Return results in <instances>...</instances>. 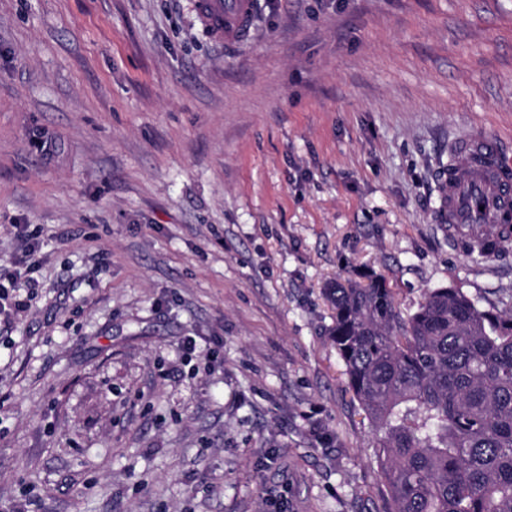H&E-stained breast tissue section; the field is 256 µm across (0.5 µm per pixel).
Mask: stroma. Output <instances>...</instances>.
Segmentation results:
<instances>
[{
	"label": "stroma",
	"mask_w": 512,
	"mask_h": 512,
	"mask_svg": "<svg viewBox=\"0 0 512 512\" xmlns=\"http://www.w3.org/2000/svg\"><path fill=\"white\" fill-rule=\"evenodd\" d=\"M459 131L512 154V0H258L236 47L188 0H0V266L44 242L0 512H389L324 289L512 312V253L435 221Z\"/></svg>",
	"instance_id": "obj_1"
}]
</instances>
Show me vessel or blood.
<instances>
[{"mask_svg": "<svg viewBox=\"0 0 512 512\" xmlns=\"http://www.w3.org/2000/svg\"><path fill=\"white\" fill-rule=\"evenodd\" d=\"M202 33L229 47L249 40L255 0H192ZM437 223L469 245L483 243L484 227L496 230V253L512 250V158L498 139L462 132L448 144V163L436 176Z\"/></svg>", "mask_w": 512, "mask_h": 512, "instance_id": "b4317fda", "label": "vessel or blood"}]
</instances>
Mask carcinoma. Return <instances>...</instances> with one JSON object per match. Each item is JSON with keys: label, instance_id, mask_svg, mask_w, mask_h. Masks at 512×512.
<instances>
[{"label": "carcinoma", "instance_id": "carcinoma-1", "mask_svg": "<svg viewBox=\"0 0 512 512\" xmlns=\"http://www.w3.org/2000/svg\"><path fill=\"white\" fill-rule=\"evenodd\" d=\"M326 297L390 512H512V315L435 288L404 317L375 274Z\"/></svg>", "mask_w": 512, "mask_h": 512}]
</instances>
